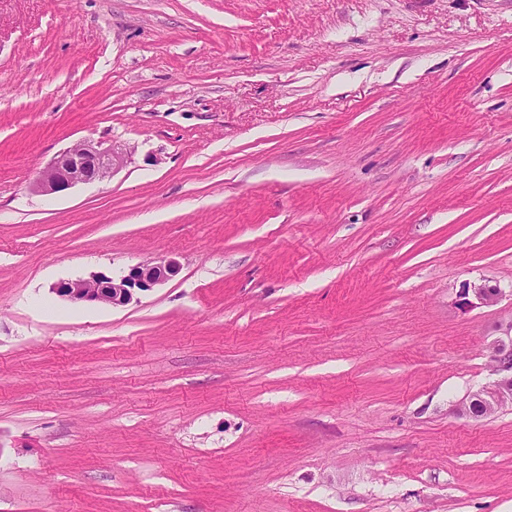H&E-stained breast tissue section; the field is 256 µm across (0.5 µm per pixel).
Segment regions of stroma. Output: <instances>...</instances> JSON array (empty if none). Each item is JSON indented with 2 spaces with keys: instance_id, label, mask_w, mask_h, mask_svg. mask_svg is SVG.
Masks as SVG:
<instances>
[{
  "instance_id": "1",
  "label": "stroma",
  "mask_w": 512,
  "mask_h": 512,
  "mask_svg": "<svg viewBox=\"0 0 512 512\" xmlns=\"http://www.w3.org/2000/svg\"><path fill=\"white\" fill-rule=\"evenodd\" d=\"M511 323L512 0H0V512H512ZM121 152L101 142L80 140L59 154L39 174L33 191L54 194L77 184L102 181L123 163ZM179 266L175 260L162 258L139 263L118 278L104 274L90 279L61 281L52 290L61 298L73 303H102L112 307L130 304L140 292L150 291L166 283ZM503 294L502 289L498 286L486 283H465L459 292V298L460 304L465 306H493L501 300ZM505 336L494 340L489 346L493 372L498 378L488 386L469 395L460 406L463 414L484 417L497 413L504 407L512 408V323Z\"/></svg>"
}]
</instances>
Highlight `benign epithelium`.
I'll use <instances>...</instances> for the list:
<instances>
[{"label":"benign epithelium","mask_w":512,"mask_h":512,"mask_svg":"<svg viewBox=\"0 0 512 512\" xmlns=\"http://www.w3.org/2000/svg\"><path fill=\"white\" fill-rule=\"evenodd\" d=\"M122 163V153L114 147L80 140L40 172L33 191L54 194L80 183L102 181ZM178 270L176 261L162 258L134 265L118 278L100 274L89 279L61 281L53 286V291L73 303L124 307L136 299L137 294L166 283ZM502 297L501 288L486 283H465L459 292L461 304L470 307L493 306ZM488 349L497 379L469 395L468 400L462 403L460 411L469 416H489L505 407H512V323L505 330V336L494 340Z\"/></svg>","instance_id":"1"}]
</instances>
